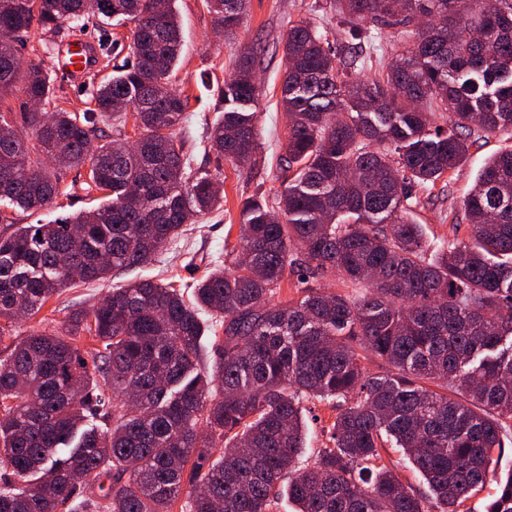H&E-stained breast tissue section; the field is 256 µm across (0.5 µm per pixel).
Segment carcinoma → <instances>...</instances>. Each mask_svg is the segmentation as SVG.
<instances>
[{
  "label": "carcinoma",
  "instance_id": "carcinoma-1",
  "mask_svg": "<svg viewBox=\"0 0 512 512\" xmlns=\"http://www.w3.org/2000/svg\"><path fill=\"white\" fill-rule=\"evenodd\" d=\"M134 25L132 62L94 89L96 109L56 105L53 79L16 65L13 43L37 23L76 30L89 0H0V202L37 211L63 171L87 167L102 205L58 224L0 236V319L39 313L61 288L146 263L181 227L221 204L175 139L189 97L172 75L182 51L174 0H95ZM249 0H207L231 32ZM340 22L392 27L409 42L370 83L350 56L336 67L326 33L304 20L283 44L288 114L277 204H242L231 267L200 278L192 298L142 280L75 312L70 337L37 331L0 358V512H465L488 485L485 512H512V471L495 452L512 436V150L489 159L463 206L469 240L430 245L404 202L458 168L473 131L512 132V0H331ZM253 53L220 88L218 156L257 166ZM36 101L40 110L29 109ZM448 113V128L436 124ZM132 121L135 142L103 140L97 116ZM301 256L292 253L294 245ZM339 273L350 293L324 291ZM300 296L275 302L288 275ZM224 317L213 369L201 368L198 309ZM99 342L88 366L74 344ZM373 356L391 367L365 370ZM348 405L310 464L303 402ZM112 427H107V422ZM220 448L218 459L214 449ZM398 449L427 488L405 483L383 452Z\"/></svg>",
  "mask_w": 512,
  "mask_h": 512
}]
</instances>
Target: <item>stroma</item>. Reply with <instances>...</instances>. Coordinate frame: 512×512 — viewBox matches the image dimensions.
<instances>
[{
	"instance_id": "35a3bbf8",
	"label": "stroma",
	"mask_w": 512,
	"mask_h": 512,
	"mask_svg": "<svg viewBox=\"0 0 512 512\" xmlns=\"http://www.w3.org/2000/svg\"><path fill=\"white\" fill-rule=\"evenodd\" d=\"M176 10L183 32V49L173 81L175 89L189 97V107L177 129L184 143V155L192 169L209 173L224 191L222 206L184 225L180 236L158 251L143 265L114 271L107 279L93 284H79L54 295L33 317L0 319V333L7 341L25 338L31 332L61 326L72 313L97 305L112 289L135 279L175 281L184 291H192L197 278L223 266L229 248L240 241L241 208L254 195L267 201L278 199L289 173L284 166L288 123L280 102L283 81L281 39L290 25L307 18L330 31V43L336 51L337 64H344L350 53H357L358 75L371 79L377 73L378 56L392 57L401 45L393 30L379 29L373 42L353 39L348 26L340 24L329 10V0H250L248 11L237 30L235 43L215 34L212 16L205 0H176ZM129 26L103 23L99 16L84 18L82 31L74 37L54 34L40 25L15 44L16 55L26 63H36L51 75L65 108L89 112L94 108L92 93L96 85L112 74L114 67L127 62L126 44ZM90 36L97 40L101 55L97 68L85 76L78 88H70L62 76L61 60L71 39ZM254 52L259 103L256 128L260 155L258 168L238 165L217 157L210 138L211 130L222 112L219 90L235 70L239 49ZM512 149V135L496 133L475 138L465 162L431 191L420 194V204L413 212L422 224L426 241L469 236V220L463 201L475 177L492 155ZM86 175L67 171L55 206L36 212H16L20 224H54L64 217L101 203L99 192L88 190Z\"/></svg>"
}]
</instances>
